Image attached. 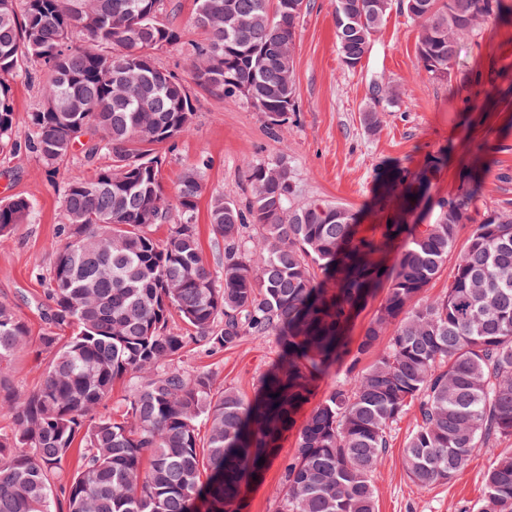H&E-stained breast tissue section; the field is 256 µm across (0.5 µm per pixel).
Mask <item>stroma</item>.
Here are the masks:
<instances>
[{"label":"stroma","instance_id":"1","mask_svg":"<svg viewBox=\"0 0 512 512\" xmlns=\"http://www.w3.org/2000/svg\"><path fill=\"white\" fill-rule=\"evenodd\" d=\"M171 2L176 7L171 21L181 41L158 53L156 62L185 78L186 51L203 35L191 22L193 0ZM417 40L416 24L392 10L361 67L349 69L336 47L332 0H310L294 55L295 112L273 132L264 115L246 102L196 90L192 131L158 148L166 193L174 192L183 168L194 166L203 172L209 192L215 189L242 201L250 194L244 163L284 157L294 169L300 201L343 205L357 213L358 233L367 234L379 221L377 199L390 171L400 166L418 173L429 156L439 153L444 164L406 213L405 223H429L438 203L472 176L481 183L475 218L487 209L512 210V14L461 42L447 78L419 67ZM381 78L399 84L400 99L381 112L380 126L372 133L364 123L372 107L368 87ZM107 162L104 156L85 162L77 151L54 171L29 150L17 157L0 155V197L20 196L31 206L27 222L0 237V301L15 308L32 334H39L47 311L45 276L61 243L65 179L71 173L91 175ZM209 192L199 199L193 222L203 258L217 272L224 245L210 230ZM278 352L275 340L253 341L214 357L188 353L184 365L213 370L219 386L235 387L249 397ZM414 424L410 414L398 423L373 474L376 512H475L488 454H474L464 472L449 482L418 487L401 464ZM295 441L292 433L282 440L277 459L250 493L248 512H275L282 494L281 461L292 453Z\"/></svg>","mask_w":512,"mask_h":512}]
</instances>
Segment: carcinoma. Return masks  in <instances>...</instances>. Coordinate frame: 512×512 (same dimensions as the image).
I'll list each match as a JSON object with an SVG mask.
<instances>
[{
  "label": "carcinoma",
  "mask_w": 512,
  "mask_h": 512,
  "mask_svg": "<svg viewBox=\"0 0 512 512\" xmlns=\"http://www.w3.org/2000/svg\"><path fill=\"white\" fill-rule=\"evenodd\" d=\"M398 4L420 29V66L443 77L464 37L512 11L504 0ZM392 5L334 0L347 67L361 64ZM309 6L196 0L193 24L207 38L187 54L188 84L155 62L180 41L167 0H0V150H22L11 81L37 74L41 103L28 122L43 163L59 167L85 135L84 159H109L65 182L63 244L38 337L50 359L34 391L11 384L30 328L0 302V512H247L253 477L330 377L282 462L276 512H376L372 476L409 411L416 424L402 466L415 484L449 481L484 451L491 463L477 512H512V450L500 448L512 439V210L473 223L478 178L431 222L385 224L376 238L359 235L346 208L296 203L284 160L249 162L245 202L210 197L211 232L224 242L218 277L192 224L201 172L182 169L175 203L165 193L156 147L192 130V87L246 101L271 129L288 120ZM369 95L394 104L400 89L380 79ZM440 161L411 180L392 170L389 193L410 206ZM29 211L23 197L1 199L0 236ZM465 224L448 291L423 299ZM383 284L384 303L352 338V321ZM271 337L278 360L251 398L183 365L190 346L212 357ZM117 381L126 393L108 410Z\"/></svg>",
  "instance_id": "1"
}]
</instances>
